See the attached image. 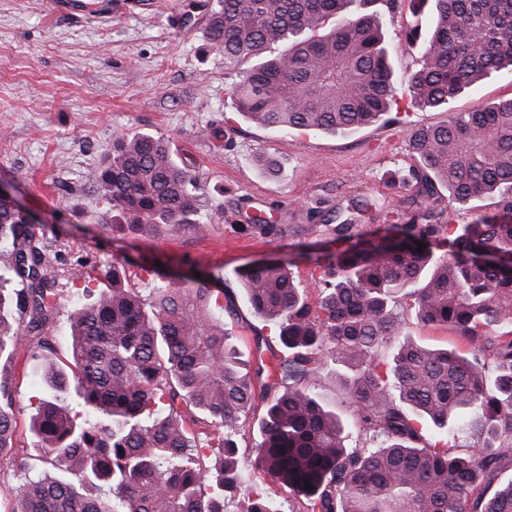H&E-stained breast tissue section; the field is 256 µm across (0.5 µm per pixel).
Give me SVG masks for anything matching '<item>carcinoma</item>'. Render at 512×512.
Segmentation results:
<instances>
[{
	"mask_svg": "<svg viewBox=\"0 0 512 512\" xmlns=\"http://www.w3.org/2000/svg\"><path fill=\"white\" fill-rule=\"evenodd\" d=\"M375 2L216 0L208 47L228 67L249 64L232 88L236 112L271 130L352 134L397 104L399 83L412 106L445 107L512 68V0H383L410 15L403 47L423 48L419 68L401 75L369 9ZM409 147L410 195L377 232L357 224L368 200L343 220L310 211L344 246L312 258L323 277L302 281L290 260L236 272L254 316L282 345L267 357L269 341L257 336L246 371L224 329L235 306L221 270L179 279L142 265L144 296L125 284L127 262L77 274L83 293L95 280L103 287L69 314V370L57 367L42 332L59 308L49 272L58 254L46 232L0 202V458L14 444L8 377L24 349L48 392L31 432L66 473L28 481L19 512H224L234 487L247 491L240 512H282L275 486L305 498L290 512H512V480L499 483L512 469V98L417 127ZM95 183L112 228L126 235L206 229L195 220L196 176L161 139L116 137ZM484 198L495 199L494 212L452 230L438 223L443 201ZM240 228L288 235V225L258 214ZM403 298L417 322L452 330L467 352L407 339ZM392 342L391 358H380ZM329 359L345 368L349 422L315 391ZM260 407L254 467L267 488L235 458L239 423ZM348 428L361 445L347 446ZM464 435L477 445L461 457ZM209 448L224 449L212 472L197 467ZM102 486L121 510L90 492Z\"/></svg>",
	"mask_w": 512,
	"mask_h": 512,
	"instance_id": "carcinoma-1",
	"label": "carcinoma"
}]
</instances>
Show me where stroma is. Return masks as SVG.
<instances>
[{
  "label": "stroma",
  "instance_id": "1",
  "mask_svg": "<svg viewBox=\"0 0 512 512\" xmlns=\"http://www.w3.org/2000/svg\"><path fill=\"white\" fill-rule=\"evenodd\" d=\"M54 2L0 0V180L14 185L16 199L48 226L59 250L52 273L65 286L71 272L124 259L147 266L158 258L172 272L199 264L221 269L238 310L225 327L246 352L258 335L268 337L273 351L281 346L253 315L238 268L293 257L291 244L300 239L334 249L309 208L344 211L363 199L383 211L395 207L408 192L391 182L390 173L414 163L411 128L512 96V72L503 70L466 89L447 109L410 106L401 93L400 121L381 119L349 136L286 134L235 114L230 92L236 71L205 46L212 0H135L127 12L82 16L59 13ZM119 134L165 139L196 173L204 237H113L112 209L93 180ZM266 158L277 163L278 173L267 171ZM255 208L294 225V233L263 237L231 223V216ZM9 386L16 401V452L29 471L0 461V512L17 508L25 477L59 474L29 432L46 391L26 354L17 356Z\"/></svg>",
  "mask_w": 512,
  "mask_h": 512
}]
</instances>
